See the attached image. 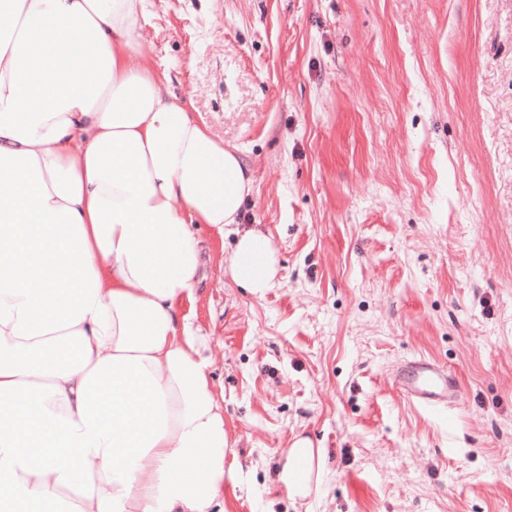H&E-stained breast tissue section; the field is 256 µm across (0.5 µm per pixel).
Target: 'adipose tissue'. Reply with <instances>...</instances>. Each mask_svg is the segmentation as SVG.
<instances>
[{
  "mask_svg": "<svg viewBox=\"0 0 512 512\" xmlns=\"http://www.w3.org/2000/svg\"><path fill=\"white\" fill-rule=\"evenodd\" d=\"M146 0H7L0 30V512H211L232 451L199 335L196 227L238 223L251 178L145 59ZM232 279L273 287L237 233ZM299 439L280 480L306 497Z\"/></svg>",
  "mask_w": 512,
  "mask_h": 512,
  "instance_id": "ef3b65f1",
  "label": "adipose tissue"
}]
</instances>
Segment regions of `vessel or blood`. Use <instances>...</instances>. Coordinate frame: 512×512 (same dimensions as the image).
Here are the masks:
<instances>
[{"label":"vessel or blood","mask_w":512,"mask_h":512,"mask_svg":"<svg viewBox=\"0 0 512 512\" xmlns=\"http://www.w3.org/2000/svg\"><path fill=\"white\" fill-rule=\"evenodd\" d=\"M394 378L406 399L429 410L451 407L460 395L448 369L424 358L401 364Z\"/></svg>","instance_id":"b4317fda"}]
</instances>
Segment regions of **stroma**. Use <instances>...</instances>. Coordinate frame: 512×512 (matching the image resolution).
<instances>
[{
	"label": "stroma",
	"instance_id": "35a3bbf8",
	"mask_svg": "<svg viewBox=\"0 0 512 512\" xmlns=\"http://www.w3.org/2000/svg\"><path fill=\"white\" fill-rule=\"evenodd\" d=\"M148 63L252 177L276 285L198 227L183 304L234 482L224 512H512V0H146ZM448 368L449 411L405 361ZM320 448L310 496L280 481ZM406 399L429 410H443L459 399L460 389L448 369L421 358L401 364L394 374ZM315 459L316 479L319 473V451L316 453L308 439H298L293 442L280 475V480L290 496L310 495L311 488L305 481H310V477L314 474Z\"/></svg>",
	"mask_w": 512,
	"mask_h": 512
}]
</instances>
